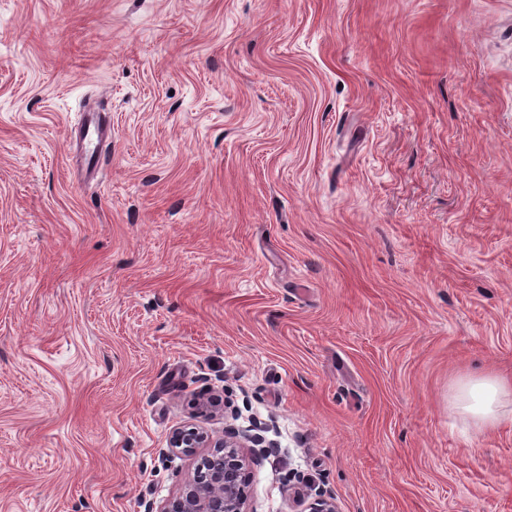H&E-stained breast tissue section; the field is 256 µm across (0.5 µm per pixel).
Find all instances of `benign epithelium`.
Instances as JSON below:
<instances>
[{
  "label": "benign epithelium",
  "instance_id": "1",
  "mask_svg": "<svg viewBox=\"0 0 512 512\" xmlns=\"http://www.w3.org/2000/svg\"><path fill=\"white\" fill-rule=\"evenodd\" d=\"M252 442L251 435L243 430L224 433L216 439L208 430L196 424L176 428L170 436L167 453L192 456L199 448L212 449L208 459L224 458V464L209 469H199L183 494L165 505L158 512H247V492L243 476L244 456L239 449ZM306 503V512H336V504L322 493Z\"/></svg>",
  "mask_w": 512,
  "mask_h": 512
}]
</instances>
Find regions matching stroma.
<instances>
[{
  "instance_id": "stroma-1",
  "label": "stroma",
  "mask_w": 512,
  "mask_h": 512,
  "mask_svg": "<svg viewBox=\"0 0 512 512\" xmlns=\"http://www.w3.org/2000/svg\"><path fill=\"white\" fill-rule=\"evenodd\" d=\"M112 114L102 180L68 134ZM512 0H0V512H145L196 400L251 512H512ZM470 396L469 411L485 427L498 425V417L493 404L498 395L506 393L511 387L510 381L503 376H484L480 379H468L460 382Z\"/></svg>"
}]
</instances>
